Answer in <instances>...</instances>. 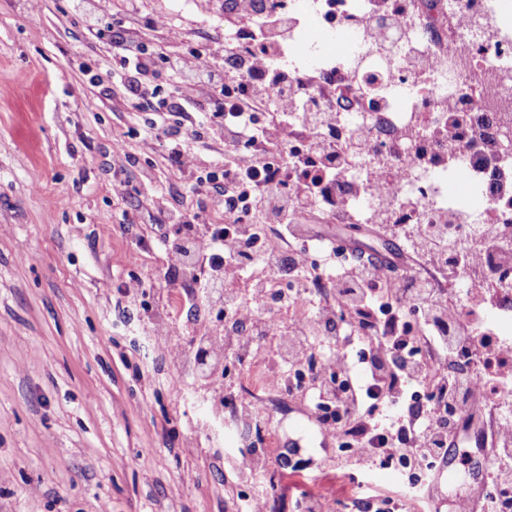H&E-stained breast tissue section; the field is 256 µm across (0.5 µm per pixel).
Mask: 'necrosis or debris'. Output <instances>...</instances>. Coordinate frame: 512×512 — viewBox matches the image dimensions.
<instances>
[{"label": "necrosis or debris", "mask_w": 512, "mask_h": 512, "mask_svg": "<svg viewBox=\"0 0 512 512\" xmlns=\"http://www.w3.org/2000/svg\"><path fill=\"white\" fill-rule=\"evenodd\" d=\"M377 0H264V20L274 21L281 49L272 55L273 70L287 73L300 91L336 111L334 132L326 143L339 145L356 136L379 169L390 172L388 204L395 224H444L451 250L447 263L416 260L433 293L447 296L457 312L448 328L449 375L473 380L478 366L468 349L476 337L512 343V265L503 264L495 245L483 233L486 215L512 223V203L491 195L490 177L476 155L461 151L449 160L433 133L448 126L446 103L466 100L473 133L485 132V120L512 112V33L500 21L498 0H405L406 17L396 23L377 10ZM350 34L348 51L328 50L329 37ZM419 126L413 143L400 142L399 132ZM420 150L425 162L407 164L408 149ZM370 173L357 171L351 180L365 184L352 192L343 208H330L341 224L366 223L381 203L369 189ZM457 179L471 197L473 209L448 194ZM478 247V263L465 264L462 253ZM264 290L252 321L253 330L269 322L302 332L316 319V306L332 302V291L320 287L317 275L295 278L264 271ZM223 308L225 351L238 360L240 395L230 396L224 420L237 434L241 454L235 461L239 480L259 485L269 476L265 455L275 454L279 430L270 406L279 398L309 391L305 360L296 358L287 337H279L273 355L257 356L239 343L238 314L223 295L209 298Z\"/></svg>", "instance_id": "necrosis-or-debris-1"}]
</instances>
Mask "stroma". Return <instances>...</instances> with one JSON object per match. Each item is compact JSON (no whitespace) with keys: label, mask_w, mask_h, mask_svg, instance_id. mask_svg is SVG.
Returning <instances> with one entry per match:
<instances>
[{"label":"stroma","mask_w":512,"mask_h":512,"mask_svg":"<svg viewBox=\"0 0 512 512\" xmlns=\"http://www.w3.org/2000/svg\"><path fill=\"white\" fill-rule=\"evenodd\" d=\"M142 9L182 32L155 60L151 85L164 97L167 56L223 40L225 16L214 0H142ZM93 13L103 36L91 44L74 0H41L35 11L29 0H0V512H236L243 490L220 457L237 443L198 370V339L214 324L199 305L184 335L165 337L190 279L186 269L170 272L158 242L177 235L169 209L211 224L224 217L162 152L142 150L152 113L133 108L110 75L117 55L108 32L125 13L119 0H96ZM117 140L121 160L112 156ZM306 225L307 234L383 253L400 247L375 224L329 223L314 211ZM134 278L145 292L125 295ZM274 419L280 447L301 445L306 460L270 464L283 477L281 512L328 484L337 512L353 496L399 497L392 471L349 474L302 399ZM482 460L474 450L459 478L441 485L443 512L480 497Z\"/></svg>","instance_id":"1"}]
</instances>
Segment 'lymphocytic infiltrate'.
Instances as JSON below:
<instances>
[{"instance_id": "lymphocytic-infiltrate-1", "label": "lymphocytic infiltrate", "mask_w": 512, "mask_h": 512, "mask_svg": "<svg viewBox=\"0 0 512 512\" xmlns=\"http://www.w3.org/2000/svg\"><path fill=\"white\" fill-rule=\"evenodd\" d=\"M115 41L124 48L120 72L131 77L129 98L146 99L161 45L144 47L126 30L117 32ZM276 50L274 39L266 36L245 59L223 44L214 48L222 58L218 65L200 53L170 58L172 97L141 138L143 150L163 148L170 165L192 186L211 185L210 207L224 214L223 226L205 232L198 230L196 215L168 216L185 227L173 261L208 269L206 277L193 280L190 293L197 299L246 279L257 258L237 242L249 225H269L285 241L327 187L338 186L334 202L339 207L351 191L345 181L347 155L318 138L320 129L335 125V113L303 96L283 75L268 71L266 60ZM189 107L203 113V120L184 125L182 116ZM300 125L314 143L306 153L289 149ZM219 133L224 136V159L216 173L201 176L194 147ZM239 143L249 145L247 154L236 151ZM276 155L288 157V167L274 168ZM242 183L256 187L244 209L230 195ZM320 277L333 289L334 301L318 325L335 330L338 343L334 353L309 364L311 387L331 397L338 412L321 420L323 433L333 438L346 430L352 439L346 460L351 468L387 469L408 454L430 463L446 461L450 434L444 411H456L470 421L482 405L466 383L448 375V345L440 333L453 314L447 300L429 294L421 280L392 276L373 263L324 267ZM381 310L387 317L375 322ZM420 328L430 333L432 350L426 356L417 345ZM426 378L433 386L432 402L422 409L414 388Z\"/></svg>"}]
</instances>
